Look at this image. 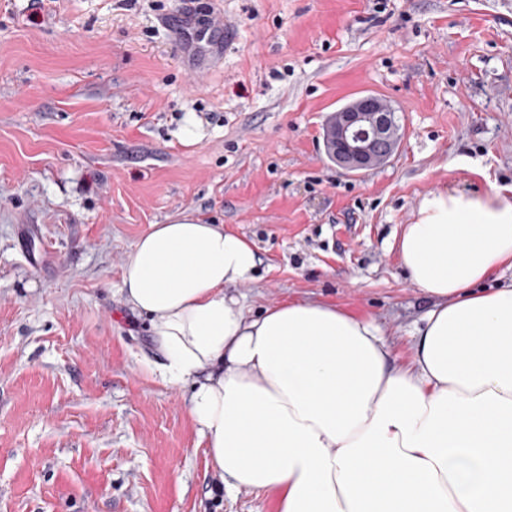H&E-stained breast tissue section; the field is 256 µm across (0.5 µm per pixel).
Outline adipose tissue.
I'll return each instance as SVG.
<instances>
[{"label": "adipose tissue", "instance_id": "obj_1", "mask_svg": "<svg viewBox=\"0 0 512 512\" xmlns=\"http://www.w3.org/2000/svg\"><path fill=\"white\" fill-rule=\"evenodd\" d=\"M430 300L408 364L372 320L292 300L247 315L253 245L191 215L151 225L120 291L230 490L276 512H512V200L441 192L395 243Z\"/></svg>", "mask_w": 512, "mask_h": 512}]
</instances>
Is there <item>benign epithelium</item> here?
<instances>
[{
	"label": "benign epithelium",
	"mask_w": 512,
	"mask_h": 512,
	"mask_svg": "<svg viewBox=\"0 0 512 512\" xmlns=\"http://www.w3.org/2000/svg\"><path fill=\"white\" fill-rule=\"evenodd\" d=\"M327 155L346 172L383 165L400 140L394 109L375 95H363L331 114L324 127Z\"/></svg>",
	"instance_id": "obj_1"
}]
</instances>
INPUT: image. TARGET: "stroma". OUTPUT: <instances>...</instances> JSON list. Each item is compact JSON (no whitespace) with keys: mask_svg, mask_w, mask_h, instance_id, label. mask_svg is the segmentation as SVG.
Here are the masks:
<instances>
[{"mask_svg":"<svg viewBox=\"0 0 512 512\" xmlns=\"http://www.w3.org/2000/svg\"><path fill=\"white\" fill-rule=\"evenodd\" d=\"M209 12L227 42L194 74L176 25ZM365 94L401 140L348 174L323 128ZM505 188L512 0H0V512H275L225 492L189 385L149 368L161 356L119 287L150 225H223L260 257L233 291L249 315L333 304L403 362L430 302L396 237L433 193Z\"/></svg>","mask_w":512,"mask_h":512,"instance_id":"stroma-1","label":"stroma"}]
</instances>
